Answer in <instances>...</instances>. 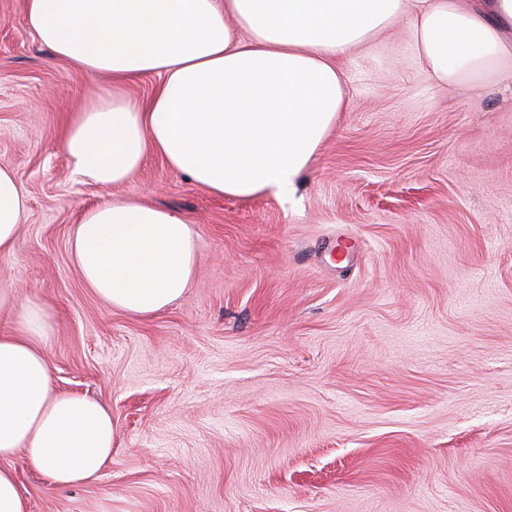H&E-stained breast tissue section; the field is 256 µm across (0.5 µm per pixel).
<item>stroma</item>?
I'll return each mask as SVG.
<instances>
[{"mask_svg":"<svg viewBox=\"0 0 512 512\" xmlns=\"http://www.w3.org/2000/svg\"><path fill=\"white\" fill-rule=\"evenodd\" d=\"M341 69L348 108L289 194L218 197L155 156L97 186L63 137L111 79L0 0V166L28 193L0 331L16 297L46 302L57 389L117 428L79 487L7 460L28 512H512V86L431 82L404 20ZM114 196L198 237L161 313L104 306L73 262L80 214Z\"/></svg>","mask_w":512,"mask_h":512,"instance_id":"1","label":"stroma"}]
</instances>
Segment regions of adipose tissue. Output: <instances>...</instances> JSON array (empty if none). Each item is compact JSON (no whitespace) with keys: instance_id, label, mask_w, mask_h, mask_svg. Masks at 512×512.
Returning <instances> with one entry per match:
<instances>
[{"instance_id":"ef3b65f1","label":"adipose tissue","mask_w":512,"mask_h":512,"mask_svg":"<svg viewBox=\"0 0 512 512\" xmlns=\"http://www.w3.org/2000/svg\"><path fill=\"white\" fill-rule=\"evenodd\" d=\"M25 17L55 58L112 79L65 132L74 173L100 185L155 155L216 196L290 190L348 107L339 58L403 17L430 81L476 88L512 75V0H25ZM147 74L160 83L142 105L122 87ZM26 205L1 165L0 254ZM70 248L105 306L142 317L185 293L198 243L180 214L125 197L83 211ZM52 332L50 307L33 296L0 332V460L26 451L69 487L111 460L115 426L98 402L55 391Z\"/></svg>"}]
</instances>
